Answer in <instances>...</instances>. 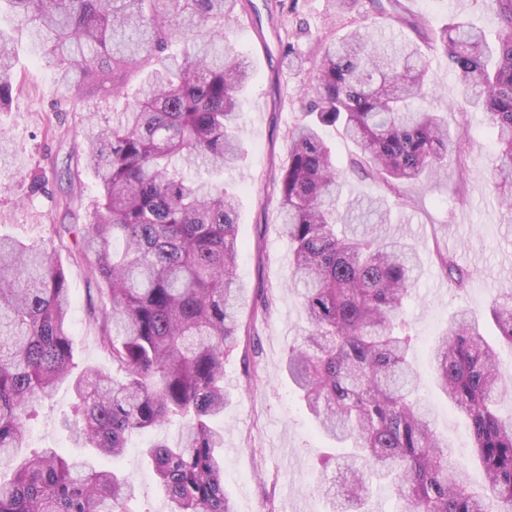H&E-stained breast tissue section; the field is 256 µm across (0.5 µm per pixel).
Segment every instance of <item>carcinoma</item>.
Segmentation results:
<instances>
[{"instance_id": "carcinoma-1", "label": "carcinoma", "mask_w": 512, "mask_h": 512, "mask_svg": "<svg viewBox=\"0 0 512 512\" xmlns=\"http://www.w3.org/2000/svg\"><path fill=\"white\" fill-rule=\"evenodd\" d=\"M497 40L466 21L422 33L456 73L462 104L486 112L499 154L488 178L512 210V0H494ZM386 22L402 20L399 0H369ZM24 24L32 51L50 69L61 107L82 89L125 92L152 66L110 126L89 123L84 151L98 187L90 223L62 226L75 237L100 299L90 312L97 348L112 374L95 366L73 374L69 279L55 250L0 236V512H130L136 486L54 448L25 454L39 402L66 381L73 393L65 423L85 448L122 455L136 433L172 421L176 443L159 438L143 458L159 480L168 512H235L224 490V359L238 347L237 198L224 170L241 162L237 117L252 65L224 35V23L251 0H0ZM358 27L321 44L302 112L288 130V159L276 182L292 246L291 281L306 335L288 350L286 369L321 432L351 448L343 484L323 471L318 488L330 512H371L370 486L387 480L404 512H512V419L497 398L512 386L493 346L467 311L457 312L433 347L434 378L469 420L485 481L473 485L418 397L408 361L414 336L406 307L421 258L377 228L358 231L336 207L345 177L321 136L341 129L357 154L350 168L402 200L444 161L463 134L448 118L417 108L429 66L421 44ZM177 36L187 45L168 55ZM279 61L303 64L296 44ZM14 55L0 31V112L20 90ZM204 168L190 181L184 167ZM377 223H390L379 197L365 199ZM451 285L468 275L436 252ZM491 314L512 345V288Z\"/></svg>"}]
</instances>
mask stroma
Listing matches in <instances>:
<instances>
[{
    "label": "stroma",
    "mask_w": 512,
    "mask_h": 512,
    "mask_svg": "<svg viewBox=\"0 0 512 512\" xmlns=\"http://www.w3.org/2000/svg\"><path fill=\"white\" fill-rule=\"evenodd\" d=\"M260 26L242 23L226 35L237 52L250 57L254 79L244 93L238 130L247 150L245 160L225 171L224 185L238 200L237 237L240 249L237 278L243 290L239 322L250 332L224 364V383L230 392L220 422L224 430V488L236 512H327L317 477L324 462L338 454L316 430L311 415L283 372L289 344L305 327L296 294L288 287L290 245L278 215L279 193L272 179L287 161L288 130L299 114L297 101L279 98L278 88H300L309 80V66L291 71L278 64V37H297L304 58H312L319 40L332 39L367 22L368 0H353L345 12H334L331 0H298L295 13L268 11L267 0H252ZM408 15L436 29L454 17L481 27L495 40L499 19L493 0H402ZM0 28L12 35L14 72L22 84L9 111L0 112V179L10 188L0 191V234L28 243L54 247L69 273V320L76 342L77 367L111 371L110 361L95 346L88 311L96 304L95 287L75 258L71 236H58L63 224L88 223L97 194L96 180L83 151L82 130L87 119L112 122L121 101L109 93L76 95L66 111H54L57 100L53 75L30 53L28 30L8 14H0ZM432 88L423 107L447 113L448 124L465 134L459 150L448 158V174L440 181L412 185V205L393 203L390 233L403 236L420 251L423 268L415 298L407 308L414 344L411 366L420 380L419 396L430 410L437 431L455 457L468 467L471 483L481 484L483 471L474 461L467 420L449 403L433 377L432 345L449 317L466 309L476 315L503 367L512 368V345L502 341L490 318L497 290L512 288V215L502 210L498 195L488 191L486 179L496 156V131L485 113L454 109L457 80L446 61L428 51ZM338 169L346 173L340 198L378 194L377 185L350 171L353 146L334 128L322 130ZM49 179L48 193L32 195L28 183L37 173ZM448 250L469 276L466 291L448 289V279L435 261V252ZM273 303L269 313L255 317L254 303L262 293ZM72 402L68 385H60L39 409L30 427L29 449H60L69 458L89 457L59 428L60 417ZM149 435L132 436L124 456L99 458L133 480L138 497L133 512H167L163 491L139 450Z\"/></svg>",
    "instance_id": "1"
}]
</instances>
